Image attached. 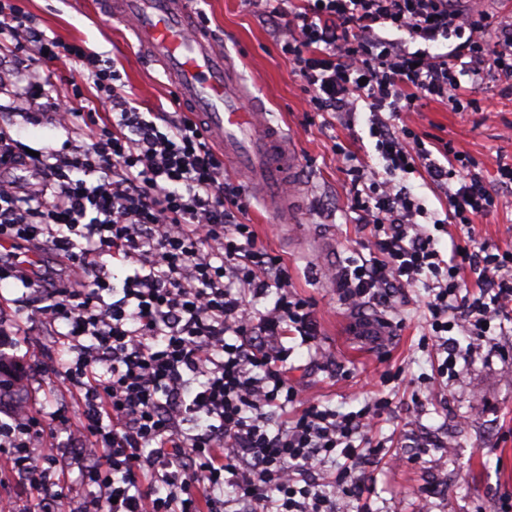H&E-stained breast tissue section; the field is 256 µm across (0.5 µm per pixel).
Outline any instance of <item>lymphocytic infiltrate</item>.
I'll list each match as a JSON object with an SVG mask.
<instances>
[{"label":"lymphocytic infiltrate","instance_id":"lymphocytic-infiltrate-1","mask_svg":"<svg viewBox=\"0 0 512 512\" xmlns=\"http://www.w3.org/2000/svg\"><path fill=\"white\" fill-rule=\"evenodd\" d=\"M251 2L283 37L314 111L349 127L359 104L369 111L383 178L365 181L353 154H338L370 252L336 273L341 302L362 308L424 284L428 336L446 354L438 371L455 374L492 322H512V251L469 238L452 241L445 255L433 233L497 211L512 195V160L500 158L489 187L471 158L447 143L428 149L405 118L425 102L463 111L469 89L511 80L512 23L495 20L480 0L462 9L451 0ZM390 29L397 38L387 37ZM2 38L18 51L35 44L51 62L72 59L111 105L78 111L77 86L50 98L44 83L0 63V89L44 101L37 121L90 132L85 145L35 157L12 124L0 123V169L8 173L0 178V241L49 246L71 272L51 286L17 256L0 259V282L29 295L27 324H66L47 372L82 407L75 422L61 408L44 422L14 413L0 420V453L37 491L41 512L65 497L53 440L61 433L98 489L79 512H336L364 485L349 463L371 454L374 418L389 403L340 414L311 399L289 413L299 392L285 342H314L316 305L297 297L283 260L243 225L242 190L225 179L223 159L185 113L139 112L113 66L47 37L16 0H0ZM437 40L448 52H430ZM412 173L442 190L439 209L427 210L406 186ZM111 259L135 271L105 305ZM268 297L272 305L258 309ZM454 330L460 339L447 340ZM336 455L346 464L329 494L313 470ZM226 486L228 500L219 495Z\"/></svg>","mask_w":512,"mask_h":512}]
</instances>
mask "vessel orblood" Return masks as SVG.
Segmentation results:
<instances>
[{"label": "vessel or blood", "mask_w": 512, "mask_h": 512, "mask_svg": "<svg viewBox=\"0 0 512 512\" xmlns=\"http://www.w3.org/2000/svg\"><path fill=\"white\" fill-rule=\"evenodd\" d=\"M113 25L130 27L137 49L159 64L175 88L176 103L191 111L237 172L281 200L296 165L286 145L248 105L217 38L200 23L194 0H98Z\"/></svg>", "instance_id": "b4317fda"}]
</instances>
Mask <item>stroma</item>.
<instances>
[{
  "mask_svg": "<svg viewBox=\"0 0 512 512\" xmlns=\"http://www.w3.org/2000/svg\"><path fill=\"white\" fill-rule=\"evenodd\" d=\"M95 2L23 0V6L47 36L113 63L139 111H175L161 67L137 51L127 27L107 25ZM196 7L209 28L223 35L224 51L235 60L241 83L261 101L266 122L299 154L285 222L273 223L263 196L249 186L241 216L283 259L294 291L317 308L322 363L310 362L299 339L290 342L299 396L318 398L342 413L377 397L390 401L376 420L375 454L354 464L365 477L363 495L346 502L344 512H498L512 497V323L491 336L494 355L476 353L460 364L457 377L440 385L435 381L440 356L423 342L425 288L402 289L393 303L379 301L360 312L341 304L330 268L362 261L369 252L360 246L351 178L337 163L336 150L354 153L365 172L381 171L368 125L362 120L348 129L330 115L311 113L282 38L259 20L248 0H197ZM22 64L27 76H50L60 92L77 75L74 62L43 63L30 44ZM470 98L464 112L426 103L407 124L425 141L448 142L468 155L491 186L499 154L512 157V81H489ZM0 103L5 106L0 119L13 123L23 144L58 149L67 140L66 130L21 117L10 93L0 94ZM470 232L477 242L512 249V203L477 220L473 229L456 224L450 232H437V246L449 250L451 238ZM54 333L46 324L32 326L27 371L16 394L0 401V412L35 397L48 410L63 406L78 418V402L67 384L36 370L58 357L51 345Z\"/></svg>",
  "mask_w": 512,
  "mask_h": 512,
  "instance_id": "stroma-1",
  "label": "stroma"
}]
</instances>
